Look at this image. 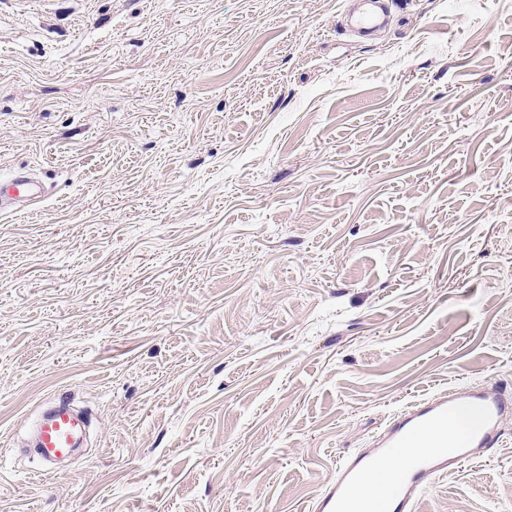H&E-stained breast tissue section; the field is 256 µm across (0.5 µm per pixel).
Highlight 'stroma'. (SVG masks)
Masks as SVG:
<instances>
[{
	"mask_svg": "<svg viewBox=\"0 0 512 512\" xmlns=\"http://www.w3.org/2000/svg\"><path fill=\"white\" fill-rule=\"evenodd\" d=\"M0 0V512H307L454 384L512 388V0ZM70 392L91 455L15 451ZM415 512H512L499 448ZM363 5L353 12L349 19V29L358 35H365L384 24L388 16L385 0H363ZM42 190L26 169L16 171L8 178H1L0 220L33 211L36 204L34 200L41 196Z\"/></svg>",
	"mask_w": 512,
	"mask_h": 512,
	"instance_id": "1",
	"label": "stroma"
}]
</instances>
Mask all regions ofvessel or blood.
<instances>
[{
	"mask_svg": "<svg viewBox=\"0 0 512 512\" xmlns=\"http://www.w3.org/2000/svg\"><path fill=\"white\" fill-rule=\"evenodd\" d=\"M388 8L382 0H363L349 19L350 30L364 35L384 24ZM42 194L28 170L0 179V220L31 212ZM475 415L464 433L448 431V417L459 408ZM512 418V391L495 384L451 386L408 404L372 443L337 467L310 512H413L424 488L463 462L498 447L504 424ZM92 425L70 393L46 399L30 428L29 445L39 463L37 473L55 476L68 463L85 456ZM421 454L406 459L408 449Z\"/></svg>",
	"mask_w": 512,
	"mask_h": 512,
	"instance_id": "vessel-or-blood-1",
	"label": "vessel or blood"
}]
</instances>
